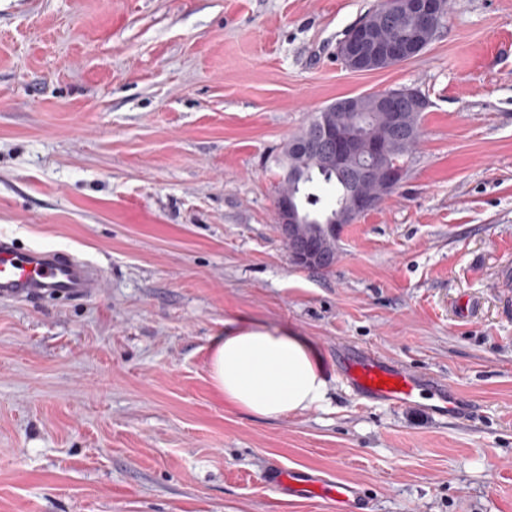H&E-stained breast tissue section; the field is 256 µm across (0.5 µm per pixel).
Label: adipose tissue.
Returning a JSON list of instances; mask_svg holds the SVG:
<instances>
[{"instance_id":"1","label":"adipose tissue","mask_w":512,"mask_h":512,"mask_svg":"<svg viewBox=\"0 0 512 512\" xmlns=\"http://www.w3.org/2000/svg\"><path fill=\"white\" fill-rule=\"evenodd\" d=\"M209 372L225 404L259 418L293 416L329 399L322 359L307 337L243 318L225 321L212 337Z\"/></svg>"}]
</instances>
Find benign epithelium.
<instances>
[{
	"label": "benign epithelium",
	"instance_id": "1",
	"mask_svg": "<svg viewBox=\"0 0 512 512\" xmlns=\"http://www.w3.org/2000/svg\"><path fill=\"white\" fill-rule=\"evenodd\" d=\"M446 13V0H385L377 14L366 16L346 32L338 44L337 53L343 58L346 68L356 72L372 71L383 60L405 61L434 38ZM403 21L406 26L402 27L400 39L388 42L380 38L377 25H399ZM363 99V95L346 97L324 108L319 113L317 138L291 145V149L298 154H318L327 167L340 172L361 155L373 158V162L363 163L349 171L352 204L347 219L351 223L378 207L373 195L363 190L365 184L380 177L383 179V187L394 191L403 179V166L389 168L377 164L387 137H397L405 130L403 108L399 102H407L412 109H419L424 104L423 95L415 88L374 94L376 106L390 113V127L384 135L366 131L358 125L357 117L362 110ZM276 219L281 235L290 239L298 237L302 220L293 199L276 204ZM290 258L299 268L319 262L315 250L304 245L291 252Z\"/></svg>",
	"mask_w": 512,
	"mask_h": 512
}]
</instances>
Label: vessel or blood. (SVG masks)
<instances>
[{"label": "vessel or blood", "mask_w": 512, "mask_h": 512, "mask_svg": "<svg viewBox=\"0 0 512 512\" xmlns=\"http://www.w3.org/2000/svg\"><path fill=\"white\" fill-rule=\"evenodd\" d=\"M102 270L93 260L76 254L37 247L23 248L0 235V300L37 301L43 298L81 300L98 293ZM341 370L361 399L393 408H413L416 395L429 391L436 414L458 418L464 403L447 383L429 373L418 372L376 352H354L340 359ZM388 386H379V379ZM266 483L276 492L298 499L320 496L332 501L336 512H363L365 501L352 484L332 481L301 471L269 468Z\"/></svg>", "instance_id": "1"}]
</instances>
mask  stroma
<instances>
[{
    "label": "stroma",
    "mask_w": 512,
    "mask_h": 512,
    "mask_svg": "<svg viewBox=\"0 0 512 512\" xmlns=\"http://www.w3.org/2000/svg\"><path fill=\"white\" fill-rule=\"evenodd\" d=\"M378 0H0V234L102 269L79 301L0 302V512H335L280 504L278 463L369 512H512V0H448L417 57L335 55ZM414 86L398 189L326 271L276 228L280 160L336 99ZM308 337L330 404L227 407L212 336ZM445 379L463 421L362 404L337 347Z\"/></svg>",
    "instance_id": "35a3bbf8"
}]
</instances>
